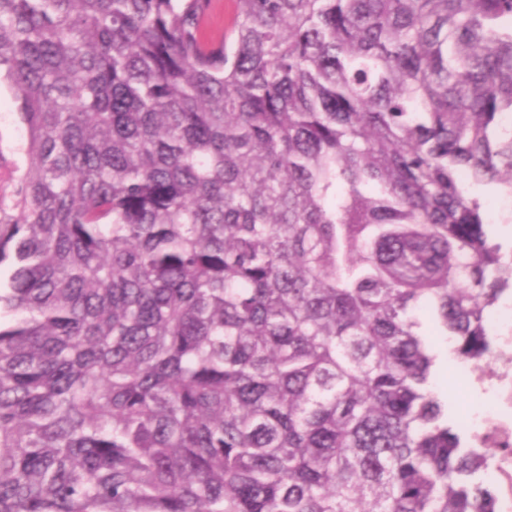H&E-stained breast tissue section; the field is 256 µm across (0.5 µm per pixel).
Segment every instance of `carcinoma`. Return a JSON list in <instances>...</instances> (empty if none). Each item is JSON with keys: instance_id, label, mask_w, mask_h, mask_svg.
Listing matches in <instances>:
<instances>
[{"instance_id": "obj_1", "label": "carcinoma", "mask_w": 512, "mask_h": 512, "mask_svg": "<svg viewBox=\"0 0 512 512\" xmlns=\"http://www.w3.org/2000/svg\"><path fill=\"white\" fill-rule=\"evenodd\" d=\"M0 0V512H502L435 391L512 296V0ZM16 107L17 104L8 94L3 93L2 96L0 94V109L10 114V122L0 125V148L2 147L6 165L14 162L20 169L24 165L25 156L20 150L23 141L19 142L18 134L24 132V128L19 123ZM481 193L487 202L486 208L491 220L492 231L498 242L503 245L504 249H509L512 246V223L505 224L500 218L501 201L497 194L490 193L487 189H482Z\"/></svg>"}]
</instances>
